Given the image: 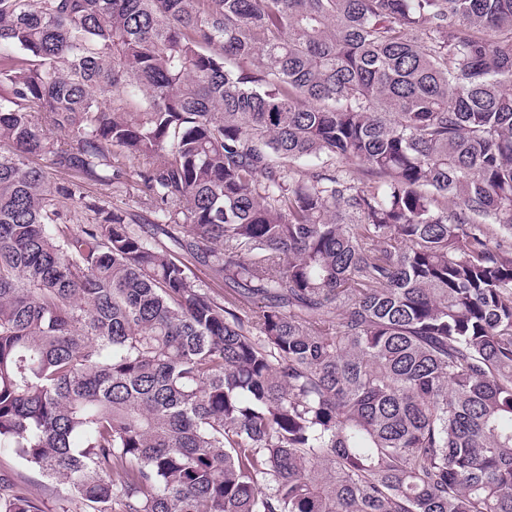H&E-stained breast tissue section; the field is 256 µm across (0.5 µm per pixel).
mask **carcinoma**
Wrapping results in <instances>:
<instances>
[{
	"label": "carcinoma",
	"mask_w": 512,
	"mask_h": 512,
	"mask_svg": "<svg viewBox=\"0 0 512 512\" xmlns=\"http://www.w3.org/2000/svg\"><path fill=\"white\" fill-rule=\"evenodd\" d=\"M2 143L0 449L68 501L512 512V0H0Z\"/></svg>",
	"instance_id": "1"
}]
</instances>
